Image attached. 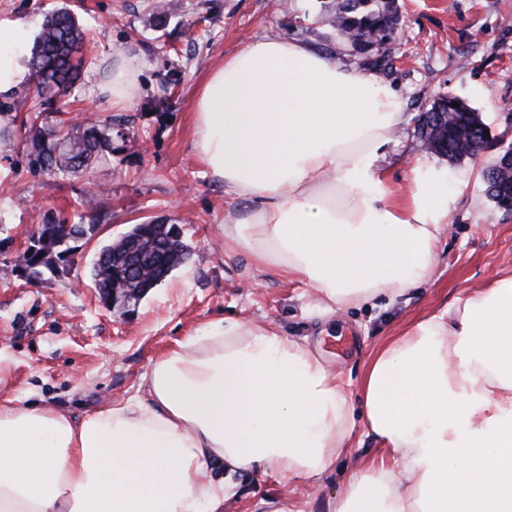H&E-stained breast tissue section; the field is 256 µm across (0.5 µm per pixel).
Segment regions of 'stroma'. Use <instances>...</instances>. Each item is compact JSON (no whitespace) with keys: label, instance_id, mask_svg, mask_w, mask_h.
I'll use <instances>...</instances> for the list:
<instances>
[{"label":"stroma","instance_id":"obj_1","mask_svg":"<svg viewBox=\"0 0 512 512\" xmlns=\"http://www.w3.org/2000/svg\"><path fill=\"white\" fill-rule=\"evenodd\" d=\"M151 2L0 0L2 27L21 25L33 34L43 14L66 7L91 30L80 85L58 107L70 127L89 120L112 126L111 154L78 178L32 167L23 131L0 145V355L7 359L1 398L26 396L76 417L93 412L133 394L151 358L224 317L274 320L316 348L355 396L378 344L512 273V212L485 195L482 181L489 160L512 146V0H398L399 33L374 69L315 24L320 0H178L177 13L162 23ZM263 38L310 41L347 66L372 70L398 93L405 121L377 162L391 202L405 203L417 182L437 179L448 189V219L427 283L331 314L312 303L304 282L225 251L222 227L244 205L197 157L194 95L224 56ZM16 58L0 112L23 118L32 105L28 46ZM130 60L140 73L134 102L123 110L113 107L106 87L113 67ZM446 92L476 108L490 135L479 158L454 166L418 136L421 113ZM90 195L99 208L97 229L74 242L71 262L40 282L18 276L13 259L28 231L42 218L75 220ZM161 219L181 225L188 260L126 313L113 312L90 277L97 251L133 225ZM350 444L351 452L314 480L241 474L224 512H332L342 484L383 454L359 426Z\"/></svg>","mask_w":512,"mask_h":512}]
</instances>
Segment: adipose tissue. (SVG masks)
Returning <instances> with one entry per match:
<instances>
[{"mask_svg": "<svg viewBox=\"0 0 512 512\" xmlns=\"http://www.w3.org/2000/svg\"><path fill=\"white\" fill-rule=\"evenodd\" d=\"M403 121L380 79L305 40L226 57L193 111L201 161L250 204L225 241L329 310L428 282L448 192L419 183L386 207L373 167ZM360 388L387 456L336 512H512V274L389 337ZM351 411L309 345L272 321L218 320L93 413L0 400V512H224L240 473L323 475L350 448Z\"/></svg>", "mask_w": 512, "mask_h": 512, "instance_id": "1", "label": "adipose tissue"}]
</instances>
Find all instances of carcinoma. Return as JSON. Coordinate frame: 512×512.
Here are the masks:
<instances>
[{"label": "carcinoma", "mask_w": 512, "mask_h": 512, "mask_svg": "<svg viewBox=\"0 0 512 512\" xmlns=\"http://www.w3.org/2000/svg\"><path fill=\"white\" fill-rule=\"evenodd\" d=\"M317 22L376 67L384 59L380 54L384 41L392 40L397 33L398 16L395 0H325ZM86 37L70 11L59 9L39 22L30 50L31 79L26 92L37 101L40 111L30 120H22V125L28 127L29 155L40 170L63 177L84 174L96 159L112 153L110 125L90 121L85 129L64 134L49 125L48 111L56 99L81 79ZM455 102L459 106H453ZM424 118L448 127L424 139V144L432 154L450 163L478 155L488 142V127L477 110L452 93L434 100ZM77 228L76 224L60 221L37 225L32 244L18 256L15 267L29 281H40L45 273L58 272L59 263L65 261L63 253L68 251L67 239L77 233ZM174 228L173 224H137L127 233V241L101 246L91 268V278L101 297L110 301L106 289L112 287V276L123 275L122 256L126 250L151 255L156 242L174 233ZM178 266V260H168L159 253L145 269L147 276L161 282Z\"/></svg>", "instance_id": "1"}]
</instances>
